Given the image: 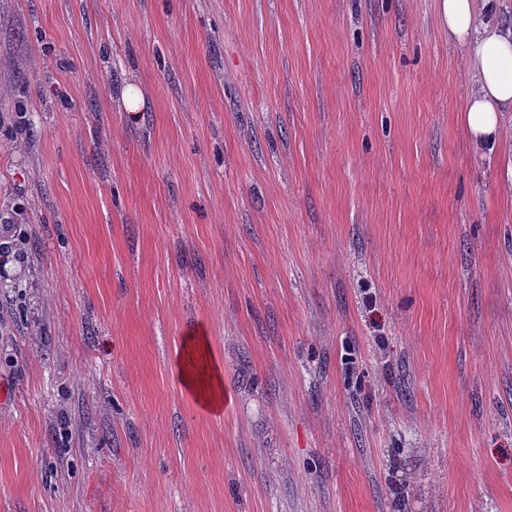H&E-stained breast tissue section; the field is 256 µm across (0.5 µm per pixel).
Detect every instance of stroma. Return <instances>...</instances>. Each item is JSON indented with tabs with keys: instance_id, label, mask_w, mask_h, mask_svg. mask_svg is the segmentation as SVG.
<instances>
[{
	"instance_id": "1",
	"label": "stroma",
	"mask_w": 512,
	"mask_h": 512,
	"mask_svg": "<svg viewBox=\"0 0 512 512\" xmlns=\"http://www.w3.org/2000/svg\"><path fill=\"white\" fill-rule=\"evenodd\" d=\"M467 71L438 0H0V512H512ZM182 381L207 406L214 410L220 408L224 398V385L216 370H204L198 374L184 370Z\"/></svg>"
}]
</instances>
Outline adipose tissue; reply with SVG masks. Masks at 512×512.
<instances>
[{
  "label": "adipose tissue",
  "mask_w": 512,
  "mask_h": 512,
  "mask_svg": "<svg viewBox=\"0 0 512 512\" xmlns=\"http://www.w3.org/2000/svg\"><path fill=\"white\" fill-rule=\"evenodd\" d=\"M497 7V0H439L441 25L471 64L461 121L479 148L497 144L502 115L512 112V26L498 21Z\"/></svg>",
  "instance_id": "1"
}]
</instances>
